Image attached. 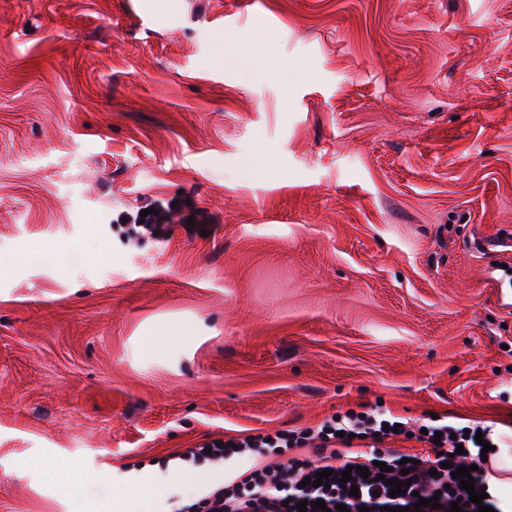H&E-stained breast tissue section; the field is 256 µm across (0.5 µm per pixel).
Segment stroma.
Returning <instances> with one entry per match:
<instances>
[{
    "mask_svg": "<svg viewBox=\"0 0 512 512\" xmlns=\"http://www.w3.org/2000/svg\"><path fill=\"white\" fill-rule=\"evenodd\" d=\"M509 236L512 0H0V512H171L252 466L185 449L364 405L512 428Z\"/></svg>",
    "mask_w": 512,
    "mask_h": 512,
    "instance_id": "1",
    "label": "stroma"
}]
</instances>
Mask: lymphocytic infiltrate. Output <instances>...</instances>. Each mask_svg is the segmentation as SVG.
Segmentation results:
<instances>
[{
  "instance_id": "obj_1",
  "label": "lymphocytic infiltrate",
  "mask_w": 512,
  "mask_h": 512,
  "mask_svg": "<svg viewBox=\"0 0 512 512\" xmlns=\"http://www.w3.org/2000/svg\"><path fill=\"white\" fill-rule=\"evenodd\" d=\"M423 427L425 443L430 453L419 463L401 467L403 452L386 447L394 434H407V427H396L379 407L360 412H347L325 420L317 427L288 430L272 435L249 434L235 440H222L212 447L190 448L185 458L194 462H225L249 458L255 465L242 480H230L209 487L193 503L176 502L174 512H299L300 502H307L306 512H334L337 504L347 506L349 512H380L381 508L418 507L419 512H452V502H459L462 512H477L478 506L470 500L471 491L459 486L452 478L453 469L471 468L474 490L486 492L485 503L499 508L500 501L489 495V479L493 473L488 463L482 462V445L490 443L497 448L512 447V433L495 430L494 426L456 427L441 419H428ZM312 446L314 456L301 459L292 456L296 447ZM464 454H457V447ZM390 466L388 481H381L382 466ZM368 476H361V469ZM408 470L412 484L403 494L391 496L389 480L399 478L401 470ZM330 471L328 485L306 484V477ZM351 471V481H343L344 471ZM358 495H351V488ZM438 498V508L419 506V499Z\"/></svg>"
}]
</instances>
